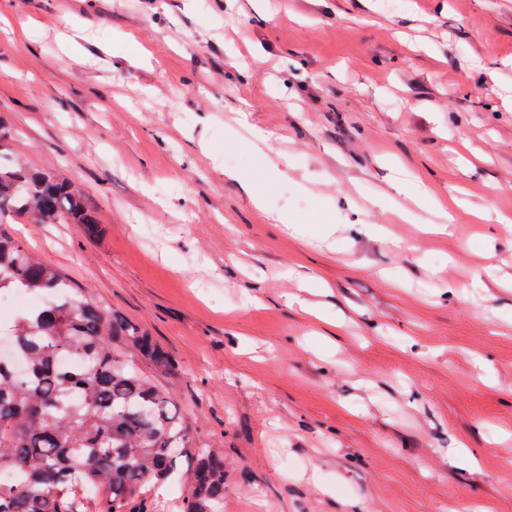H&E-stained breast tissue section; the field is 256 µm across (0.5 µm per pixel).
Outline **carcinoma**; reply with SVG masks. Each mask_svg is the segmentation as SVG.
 Instances as JSON below:
<instances>
[{
	"label": "carcinoma",
	"instance_id": "1",
	"mask_svg": "<svg viewBox=\"0 0 512 512\" xmlns=\"http://www.w3.org/2000/svg\"><path fill=\"white\" fill-rule=\"evenodd\" d=\"M15 135L0 126V217L93 232L80 188L3 156ZM14 292L42 302L12 319L0 360V469L13 474L0 512H150L146 485L177 476L182 512H224V456L195 447L174 395L138 365L172 369L152 338L0 231V296ZM68 357L85 367L63 369Z\"/></svg>",
	"mask_w": 512,
	"mask_h": 512
}]
</instances>
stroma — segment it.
Masks as SVG:
<instances>
[{
    "instance_id": "1",
    "label": "stroma",
    "mask_w": 512,
    "mask_h": 512,
    "mask_svg": "<svg viewBox=\"0 0 512 512\" xmlns=\"http://www.w3.org/2000/svg\"><path fill=\"white\" fill-rule=\"evenodd\" d=\"M0 17L7 150L98 232L0 227L169 354L153 378L223 451L224 512H512V0ZM396 158L459 200L453 232Z\"/></svg>"
}]
</instances>
